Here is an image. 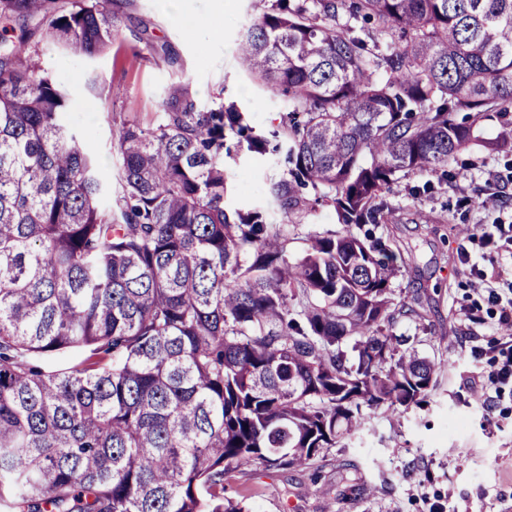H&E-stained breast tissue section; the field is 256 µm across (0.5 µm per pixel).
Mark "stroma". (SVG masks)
<instances>
[{"label": "stroma", "instance_id": "35a3bbf8", "mask_svg": "<svg viewBox=\"0 0 512 512\" xmlns=\"http://www.w3.org/2000/svg\"><path fill=\"white\" fill-rule=\"evenodd\" d=\"M180 4L175 18L158 0H118L119 31L91 59L44 49L46 66L69 91L66 121L95 148L102 174L112 171L115 119L156 121L171 94L189 93L200 104L223 94L260 130L285 109L282 92L257 88L238 66L236 40L256 13L254 0ZM212 27L221 37L207 36ZM164 44L177 54V65L165 60ZM95 76L101 84L92 91ZM272 168L271 159L241 153L229 165L227 203L263 205V179ZM427 179L422 173L398 180L388 196L395 221L379 225L377 234L397 254V298L422 314L401 319L393 332L416 337L420 354L441 362L436 387L409 407L367 411L358 433L309 466L257 465L230 474L227 494L244 500L249 512H512V397L504 396L489 413L468 384L472 368L486 378L494 371L490 358L473 364L471 348L496 346L500 332L492 306L473 288L470 268L460 259L466 240L458 231L463 224L474 230L492 223L481 205L488 193L512 196V152L470 148L447 183L412 196V187ZM464 195L473 205L459 206ZM470 310L479 323L462 321Z\"/></svg>", "mask_w": 512, "mask_h": 512}]
</instances>
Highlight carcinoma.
Wrapping results in <instances>:
<instances>
[{"label":"carcinoma","instance_id":"obj_1","mask_svg":"<svg viewBox=\"0 0 512 512\" xmlns=\"http://www.w3.org/2000/svg\"><path fill=\"white\" fill-rule=\"evenodd\" d=\"M259 2L238 60L288 97L278 123L174 94L112 131L106 182L40 45L102 54L114 0H0V512H247L229 473L308 466L437 385L392 333L421 317L393 249L353 227L391 219L399 178L448 175L488 112L483 147L512 149V0ZM243 149L284 162L247 210L225 201ZM319 203L343 228L292 263Z\"/></svg>","mask_w":512,"mask_h":512}]
</instances>
